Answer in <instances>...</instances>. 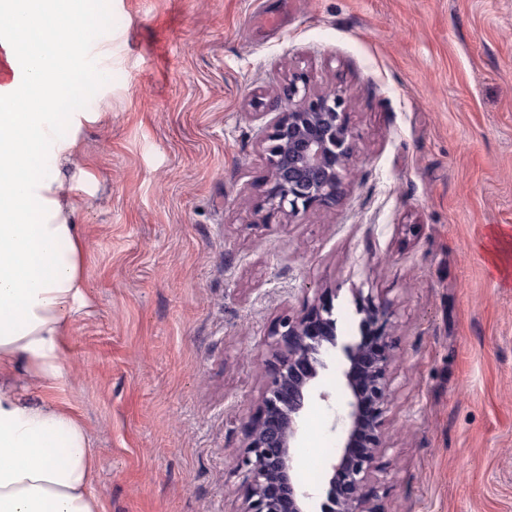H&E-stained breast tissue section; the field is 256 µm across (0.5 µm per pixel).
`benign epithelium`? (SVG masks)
Instances as JSON below:
<instances>
[{
    "label": "benign epithelium",
    "mask_w": 512,
    "mask_h": 512,
    "mask_svg": "<svg viewBox=\"0 0 512 512\" xmlns=\"http://www.w3.org/2000/svg\"><path fill=\"white\" fill-rule=\"evenodd\" d=\"M274 113L262 138L268 170L260 210L291 219L329 208L340 198L356 142L346 119V98L335 86L317 88L306 72L288 76L282 92L269 98ZM359 339L344 344L342 440L322 492L299 485L294 476V441L306 408L328 400L317 390L324 353L338 346L333 294L321 292L301 316L282 317L270 332L272 359L265 388L238 454L246 470L241 512H380L364 492L382 449L381 428L390 396L388 369L391 316L387 305L366 296L359 303Z\"/></svg>",
    "instance_id": "1"
}]
</instances>
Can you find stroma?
Wrapping results in <instances>:
<instances>
[{
  "instance_id": "obj_1",
  "label": "stroma",
  "mask_w": 512,
  "mask_h": 512,
  "mask_svg": "<svg viewBox=\"0 0 512 512\" xmlns=\"http://www.w3.org/2000/svg\"><path fill=\"white\" fill-rule=\"evenodd\" d=\"M112 66L78 134L87 305L61 397L105 512H241L237 452L270 330L332 289L389 305L392 401L366 489L383 512H512V0H85ZM336 85L356 138L336 206L254 224L259 103ZM295 442L343 396L340 350Z\"/></svg>"
}]
</instances>
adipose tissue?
Wrapping results in <instances>:
<instances>
[{
	"instance_id": "1",
	"label": "adipose tissue",
	"mask_w": 512,
	"mask_h": 512,
	"mask_svg": "<svg viewBox=\"0 0 512 512\" xmlns=\"http://www.w3.org/2000/svg\"><path fill=\"white\" fill-rule=\"evenodd\" d=\"M78 25L62 0H0V512H102L87 430L64 402L31 400L16 373L63 389L66 339L86 305L85 247L75 188L60 176L78 154L60 136L57 107L73 94V58L59 43L52 67L22 53L45 17Z\"/></svg>"
}]
</instances>
